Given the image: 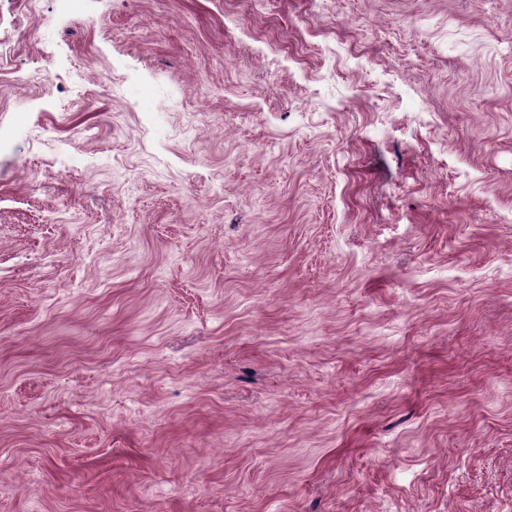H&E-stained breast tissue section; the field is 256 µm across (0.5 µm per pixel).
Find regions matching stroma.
Returning a JSON list of instances; mask_svg holds the SVG:
<instances>
[{
	"label": "stroma",
	"instance_id": "obj_1",
	"mask_svg": "<svg viewBox=\"0 0 512 512\" xmlns=\"http://www.w3.org/2000/svg\"><path fill=\"white\" fill-rule=\"evenodd\" d=\"M511 43L0 0V512H512Z\"/></svg>",
	"mask_w": 512,
	"mask_h": 512
}]
</instances>
